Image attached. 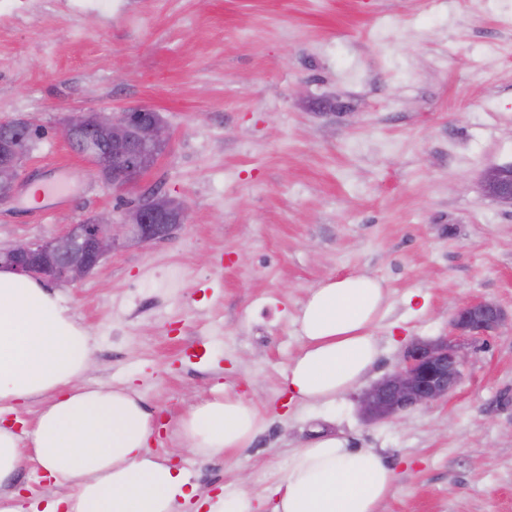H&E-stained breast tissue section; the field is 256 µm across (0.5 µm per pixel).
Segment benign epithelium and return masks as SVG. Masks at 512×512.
<instances>
[{"label":"benign epithelium","mask_w":512,"mask_h":512,"mask_svg":"<svg viewBox=\"0 0 512 512\" xmlns=\"http://www.w3.org/2000/svg\"><path fill=\"white\" fill-rule=\"evenodd\" d=\"M150 109L131 107L99 114V125L87 124L83 113H74L54 129V134L91 162L103 180L122 189L144 168L142 147L128 136L135 119ZM34 125L11 122L0 131V204L12 199L20 187L25 157L21 149ZM148 133L156 145H166L171 134L161 119L149 121ZM491 196L512 206V167L492 171L486 182ZM176 199L155 192L123 213L121 226L126 242L141 245L169 236L173 226L159 216ZM115 221L100 213L67 225L58 236L0 248V266L50 283H74L90 275L115 246ZM507 322L494 302L479 300L460 308L451 336L433 341H414L404 350L393 370L359 397L360 412L372 421L398 420L412 408L427 407L448 397L461 382L466 366L464 342L486 338Z\"/></svg>","instance_id":"1"}]
</instances>
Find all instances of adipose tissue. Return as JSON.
Returning a JSON list of instances; mask_svg holds the SVG:
<instances>
[{"mask_svg": "<svg viewBox=\"0 0 512 512\" xmlns=\"http://www.w3.org/2000/svg\"><path fill=\"white\" fill-rule=\"evenodd\" d=\"M387 300L382 280L354 273L310 290L296 318L301 348L283 374L299 409L327 408L357 387L380 353L373 328ZM91 338L34 278L0 270V413L45 399L28 444L0 426V512H183L198 494L188 476L150 446L151 414L130 384L86 388ZM265 418L252 402L218 394L181 418L192 451L245 448ZM68 495L25 505L12 481L25 461ZM397 476L372 448L328 434L297 448L274 512H379Z\"/></svg>", "mask_w": 512, "mask_h": 512, "instance_id": "adipose-tissue-1", "label": "adipose tissue"}]
</instances>
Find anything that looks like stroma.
Here are the masks:
<instances>
[{"instance_id": "1", "label": "stroma", "mask_w": 512, "mask_h": 512, "mask_svg": "<svg viewBox=\"0 0 512 512\" xmlns=\"http://www.w3.org/2000/svg\"><path fill=\"white\" fill-rule=\"evenodd\" d=\"M146 107L172 139L124 189L52 129ZM43 135L0 247L47 240L149 190L183 201L172 234L116 245L52 290L92 339L85 387L133 384L158 452L199 493L274 504L322 433L374 448L397 481L380 512H512V208L484 177L512 166V0H0V123ZM367 272L387 289L371 387L456 309L508 322L465 344L447 399L369 423L358 391L288 406L282 375L311 288ZM267 408L249 447L199 456L177 426L214 389Z\"/></svg>"}]
</instances>
